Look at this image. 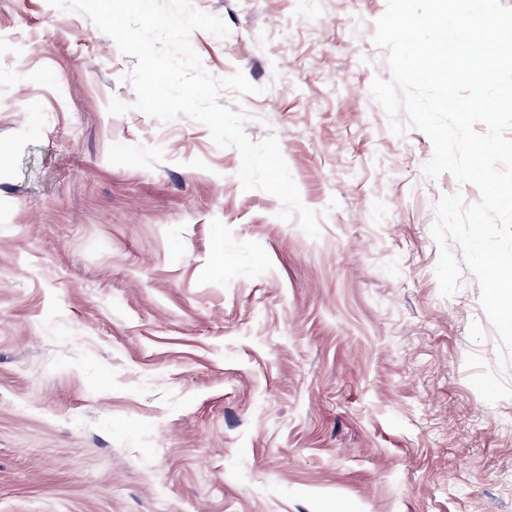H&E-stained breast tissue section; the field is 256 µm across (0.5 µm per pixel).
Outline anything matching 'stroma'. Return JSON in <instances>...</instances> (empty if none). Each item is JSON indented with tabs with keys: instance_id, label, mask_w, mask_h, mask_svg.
Segmentation results:
<instances>
[{
	"instance_id": "35a3bbf8",
	"label": "stroma",
	"mask_w": 512,
	"mask_h": 512,
	"mask_svg": "<svg viewBox=\"0 0 512 512\" xmlns=\"http://www.w3.org/2000/svg\"><path fill=\"white\" fill-rule=\"evenodd\" d=\"M191 3L320 235L134 109L87 16L0 0V512H512V362L475 277L435 276L436 202L481 193L371 94L387 0Z\"/></svg>"
}]
</instances>
